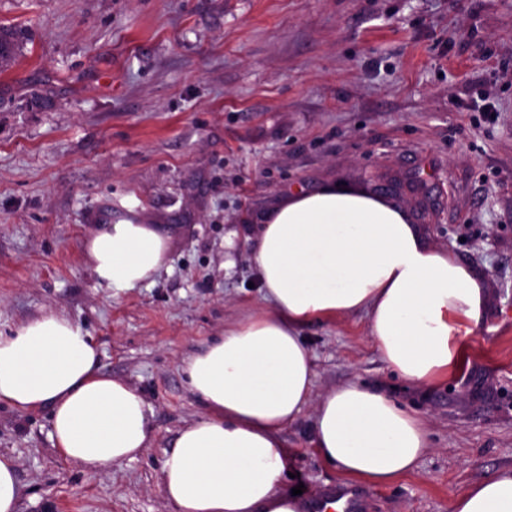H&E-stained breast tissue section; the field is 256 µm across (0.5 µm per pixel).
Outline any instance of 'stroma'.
<instances>
[{"label": "stroma", "instance_id": "stroma-1", "mask_svg": "<svg viewBox=\"0 0 512 512\" xmlns=\"http://www.w3.org/2000/svg\"><path fill=\"white\" fill-rule=\"evenodd\" d=\"M15 54L0 67V334L55 309L103 371L153 408V443L87 473L44 410L0 404L18 512H174L160 468L202 411L182 359L256 310L251 229L283 196L336 182L402 205L432 244L486 275L483 326L448 379L412 386L366 320L303 334L316 389L351 379L427 423L431 446L389 486L344 482L282 434L288 487L312 505L349 489L363 512H450L512 468V0H0ZM171 237L154 283L100 287L86 239L128 211Z\"/></svg>", "mask_w": 512, "mask_h": 512}]
</instances>
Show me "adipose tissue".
<instances>
[{"mask_svg":"<svg viewBox=\"0 0 512 512\" xmlns=\"http://www.w3.org/2000/svg\"><path fill=\"white\" fill-rule=\"evenodd\" d=\"M169 237L137 217L103 225L85 253L99 286L121 292L166 268ZM250 262L262 306L183 358L202 414L179 431L161 466L176 512H301L281 484L285 428L313 408L311 445L343 478L384 486L413 472L428 426L383 391L351 380L315 395L303 328L360 314L386 366L424 386L453 373L456 339L482 324L486 276L430 245L385 197L328 183L284 198L257 228ZM48 411L64 457L88 473L136 460L153 415L128 382L106 375L83 327L49 310L0 335V404ZM452 512H512V468L470 485Z\"/></svg>","mask_w":512,"mask_h":512,"instance_id":"ef3b65f1","label":"adipose tissue"}]
</instances>
